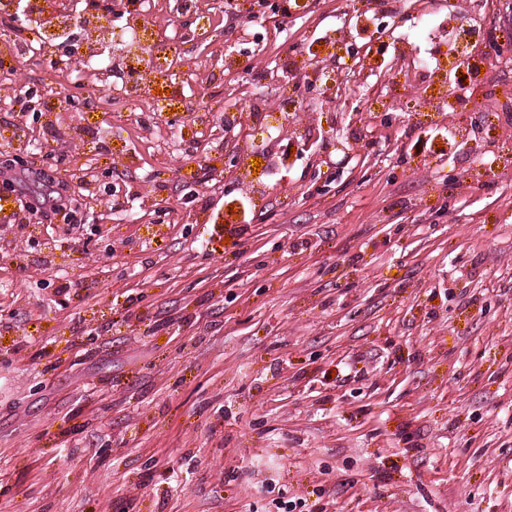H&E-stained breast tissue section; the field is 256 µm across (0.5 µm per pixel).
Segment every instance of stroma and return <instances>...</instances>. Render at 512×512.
I'll return each mask as SVG.
<instances>
[{"mask_svg": "<svg viewBox=\"0 0 512 512\" xmlns=\"http://www.w3.org/2000/svg\"><path fill=\"white\" fill-rule=\"evenodd\" d=\"M453 8L495 38L476 133L365 49L389 12L452 68L421 21ZM206 11L169 115L103 109L100 80L38 55L4 67L0 120L48 150L17 143L0 206L48 195L46 168L90 200L72 242L53 212L32 233L0 217V512H512V127L490 120L512 104V0H276L252 38L241 10ZM328 34L362 48L353 81L251 138L314 151L203 175L237 141L188 108H279L267 67L332 63Z\"/></svg>", "mask_w": 512, "mask_h": 512, "instance_id": "stroma-1", "label": "stroma"}]
</instances>
